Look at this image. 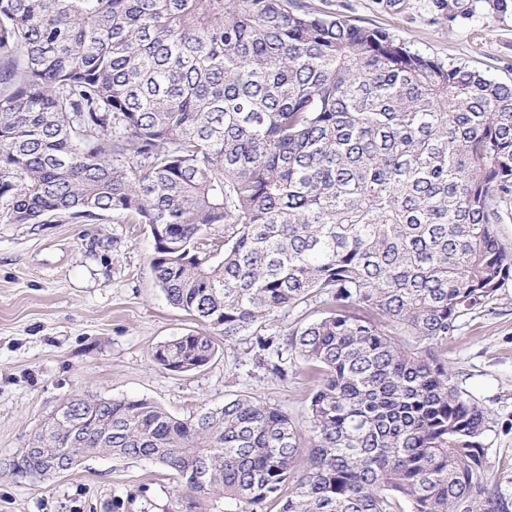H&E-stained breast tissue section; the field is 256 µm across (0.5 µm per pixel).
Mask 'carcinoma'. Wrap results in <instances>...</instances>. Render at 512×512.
<instances>
[{
  "mask_svg": "<svg viewBox=\"0 0 512 512\" xmlns=\"http://www.w3.org/2000/svg\"><path fill=\"white\" fill-rule=\"evenodd\" d=\"M509 196L512 84L380 28L299 0H0V223L148 225L168 302L226 341L266 349L271 323L331 302L288 331L317 381L307 439L247 395L178 418L78 394L11 473L109 453L173 472L171 512H512L489 413L438 355L512 280ZM214 356L203 332L153 352L170 371Z\"/></svg>",
  "mask_w": 512,
  "mask_h": 512,
  "instance_id": "carcinoma-1",
  "label": "carcinoma"
}]
</instances>
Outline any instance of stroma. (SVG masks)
I'll return each instance as SVG.
<instances>
[{
    "label": "stroma",
    "mask_w": 512,
    "mask_h": 512,
    "mask_svg": "<svg viewBox=\"0 0 512 512\" xmlns=\"http://www.w3.org/2000/svg\"><path fill=\"white\" fill-rule=\"evenodd\" d=\"M379 27L412 49L463 63L500 82H512V0L497 11L488 0H301ZM146 225L98 221L0 224V512H168L179 483L148 461L101 454L39 485L5 464L36 425L74 394L154 399L186 417L239 395L281 411L299 429L315 382L290 355L286 332L319 316L321 299L305 314L269 326L273 340H225L201 369L174 373L154 363L163 341L199 322L172 306L151 266ZM443 358L453 382L492 418L486 453L492 486L512 494V280L489 303L459 318ZM280 360L286 377L267 369Z\"/></svg>",
    "instance_id": "35a3bbf8"
}]
</instances>
